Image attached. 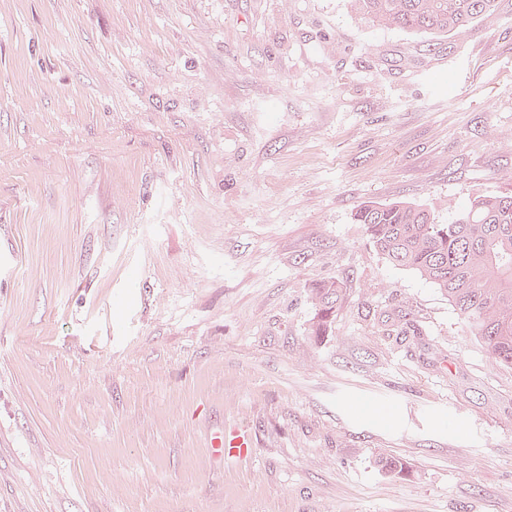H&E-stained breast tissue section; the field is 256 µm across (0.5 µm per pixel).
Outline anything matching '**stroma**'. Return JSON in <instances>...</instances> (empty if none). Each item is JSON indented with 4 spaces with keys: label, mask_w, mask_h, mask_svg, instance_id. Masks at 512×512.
Listing matches in <instances>:
<instances>
[{
    "label": "stroma",
    "mask_w": 512,
    "mask_h": 512,
    "mask_svg": "<svg viewBox=\"0 0 512 512\" xmlns=\"http://www.w3.org/2000/svg\"><path fill=\"white\" fill-rule=\"evenodd\" d=\"M505 193L512 0H0V512H512V368L352 221ZM360 20L418 34L462 33L491 15L495 0H347ZM346 292L341 282L335 279L324 280L310 289V301L314 310L311 334L325 336L329 332L336 312L345 299ZM211 447L223 458H242L250 453L252 444L248 436L235 430L221 428L211 438Z\"/></svg>",
    "instance_id": "35a3bbf8"
}]
</instances>
